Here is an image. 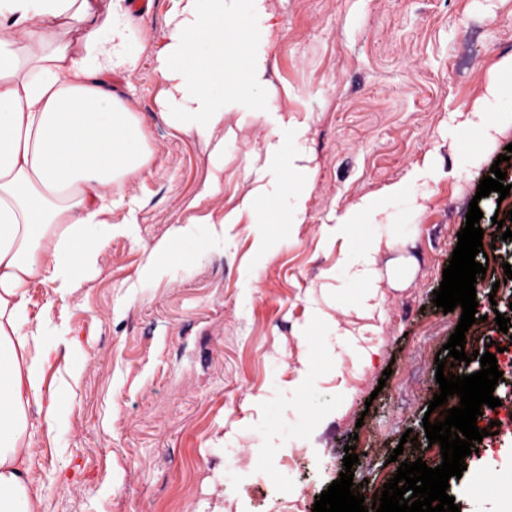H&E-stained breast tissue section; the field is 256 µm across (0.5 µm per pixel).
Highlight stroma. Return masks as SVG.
Wrapping results in <instances>:
<instances>
[{"instance_id": "1", "label": "stroma", "mask_w": 512, "mask_h": 512, "mask_svg": "<svg viewBox=\"0 0 512 512\" xmlns=\"http://www.w3.org/2000/svg\"><path fill=\"white\" fill-rule=\"evenodd\" d=\"M278 27L251 21L247 42L269 48L267 82L224 114V144L213 153L171 119L152 45L174 0H148L132 13L129 50L137 67L112 85L146 120L153 152L141 179L121 186L137 221L124 224L87 272L83 288L59 300L50 284L28 288L31 319L51 315L60 333L44 365V392H66L69 406L53 431L30 410L38 451L30 466L43 500L37 512H312L343 472L354 446V483L382 490L397 472L389 459L442 462L429 444L425 414L438 393L435 357L460 311L433 302L466 225L470 201L483 217L487 271L476 290L479 322L466 353L506 347L497 314L512 313V249L493 218H506L512 195L477 198L492 164L512 184V125L464 150L448 136V115L488 85L512 109V0H268ZM303 124L289 143L304 156L313 188L303 224H273L258 244L255 224H228L223 235L206 213L233 210L255 178L277 173L266 146L284 115ZM432 169L414 198L385 195L424 160ZM219 174L223 191L203 190ZM376 197L388 219L336 234L338 217L361 197ZM198 222L175 244L162 276L140 270L152 248L179 224ZM391 248L375 257L372 286L382 316L358 338L369 362H336V324L361 284L351 276L359 247ZM77 337L81 353L67 350ZM317 365L299 379V360ZM416 444H401L405 432ZM240 449L234 468L224 451ZM294 457L291 469L271 454ZM449 481L461 512H512V498L488 493L512 483V431L484 437ZM468 485L485 497L464 494Z\"/></svg>"}]
</instances>
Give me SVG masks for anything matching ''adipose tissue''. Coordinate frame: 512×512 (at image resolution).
I'll return each instance as SVG.
<instances>
[{
	"label": "adipose tissue",
	"mask_w": 512,
	"mask_h": 512,
	"mask_svg": "<svg viewBox=\"0 0 512 512\" xmlns=\"http://www.w3.org/2000/svg\"><path fill=\"white\" fill-rule=\"evenodd\" d=\"M152 53L176 105L172 119L212 141L224 129L221 89L240 99L261 85L267 51L244 50L225 64L226 25L240 18L242 0H174ZM124 0L100 13L97 0H0V512H33L29 464L37 441L29 409L43 406L51 427L69 403L66 394L43 400V364L54 351L52 318L31 321L27 293L42 277L60 298L82 288L119 227L112 220L122 199L115 187L142 176L151 151L143 119L112 85V74L136 68L129 50ZM486 88L466 110L451 115V136L489 133L512 124V113L490 108L500 97ZM283 138L267 144V158L287 159L286 174L299 197L288 221H304L312 190L308 166L285 158ZM382 241L363 248L354 276L367 284L352 304L354 320L336 327L342 355L362 358L356 320L372 319L381 301L372 291V265Z\"/></svg>",
	"instance_id": "1"
}]
</instances>
